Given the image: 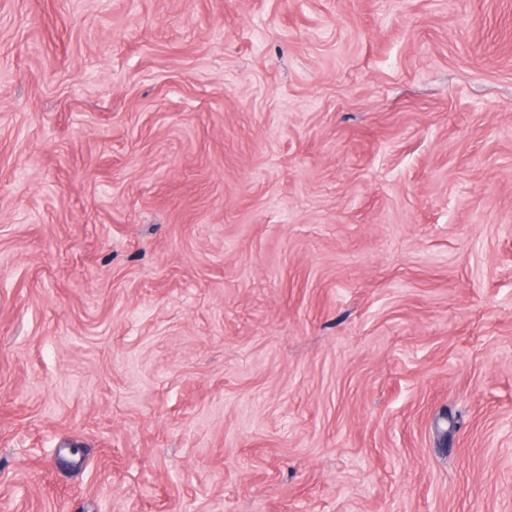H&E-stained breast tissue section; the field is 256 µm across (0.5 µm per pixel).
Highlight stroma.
Returning <instances> with one entry per match:
<instances>
[{
    "mask_svg": "<svg viewBox=\"0 0 512 512\" xmlns=\"http://www.w3.org/2000/svg\"><path fill=\"white\" fill-rule=\"evenodd\" d=\"M512 0H0V512H512Z\"/></svg>",
    "mask_w": 512,
    "mask_h": 512,
    "instance_id": "1",
    "label": "stroma"
}]
</instances>
